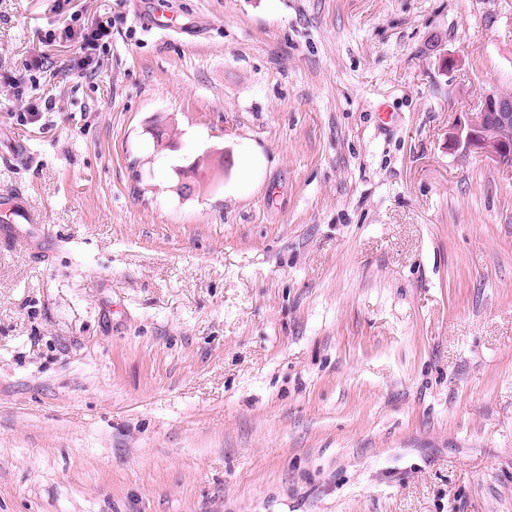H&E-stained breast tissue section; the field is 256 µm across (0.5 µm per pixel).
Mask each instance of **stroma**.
Returning a JSON list of instances; mask_svg holds the SVG:
<instances>
[{"label": "stroma", "mask_w": 512, "mask_h": 512, "mask_svg": "<svg viewBox=\"0 0 512 512\" xmlns=\"http://www.w3.org/2000/svg\"><path fill=\"white\" fill-rule=\"evenodd\" d=\"M0 73V512H512V0H0ZM111 36L112 23L108 20L84 28L81 34L82 44L79 56L74 60L73 68L81 71H96L101 60L100 51L108 43ZM512 126V100L487 92L476 112H464L452 126L451 139L466 152L476 153L493 162H512V149L498 136L499 127ZM499 135L512 141V128H500ZM0 215L4 224L0 225V239L13 247L29 246L33 238L42 234L44 224L32 212L22 193L7 194L0 197Z\"/></svg>", "instance_id": "35a3bbf8"}]
</instances>
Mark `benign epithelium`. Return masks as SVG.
Listing matches in <instances>:
<instances>
[{"mask_svg": "<svg viewBox=\"0 0 512 512\" xmlns=\"http://www.w3.org/2000/svg\"><path fill=\"white\" fill-rule=\"evenodd\" d=\"M512 126V100L493 91L486 93L477 111L466 112L452 126L451 139L469 153L505 165L512 162V148L498 136V129Z\"/></svg>", "mask_w": 512, "mask_h": 512, "instance_id": "1", "label": "benign epithelium"}]
</instances>
